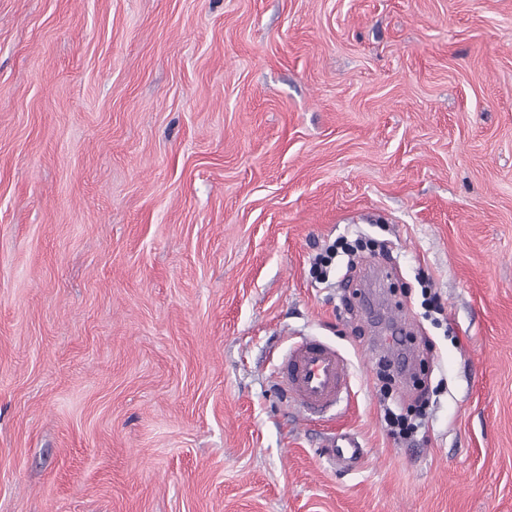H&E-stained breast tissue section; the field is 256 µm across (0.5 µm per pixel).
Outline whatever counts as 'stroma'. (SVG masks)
I'll list each match as a JSON object with an SVG mask.
<instances>
[{
	"mask_svg": "<svg viewBox=\"0 0 512 512\" xmlns=\"http://www.w3.org/2000/svg\"><path fill=\"white\" fill-rule=\"evenodd\" d=\"M340 236L440 388L413 440ZM0 512H512V0H0ZM347 238L340 237L336 239L331 245H328L325 254H320L315 263L311 267V272L319 280L325 281L328 277V269L333 263V260L343 254L347 255ZM277 383L304 418L325 415L349 398L350 362L336 347L302 337L282 358ZM412 416L413 414L411 410H408L406 414H397L391 409H386L384 413V420L387 426L390 427L393 434L399 435L400 437H406L413 433L417 427ZM328 460L336 466H353L363 460L367 455L366 448H362L358 439L348 432L332 433L328 438Z\"/></svg>",
	"mask_w": 512,
	"mask_h": 512,
	"instance_id": "obj_1",
	"label": "stroma"
}]
</instances>
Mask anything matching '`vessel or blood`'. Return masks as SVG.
<instances>
[{"label": "vessel or blood", "instance_id": "obj_1", "mask_svg": "<svg viewBox=\"0 0 512 512\" xmlns=\"http://www.w3.org/2000/svg\"><path fill=\"white\" fill-rule=\"evenodd\" d=\"M373 356L390 364L405 363L408 350L399 336L379 337ZM277 383L289 403L302 416H321L348 398L351 388L349 360L336 347L313 337L295 342L283 357L277 372ZM367 451L358 439L346 432L328 438V460L346 467L363 460Z\"/></svg>", "mask_w": 512, "mask_h": 512}]
</instances>
